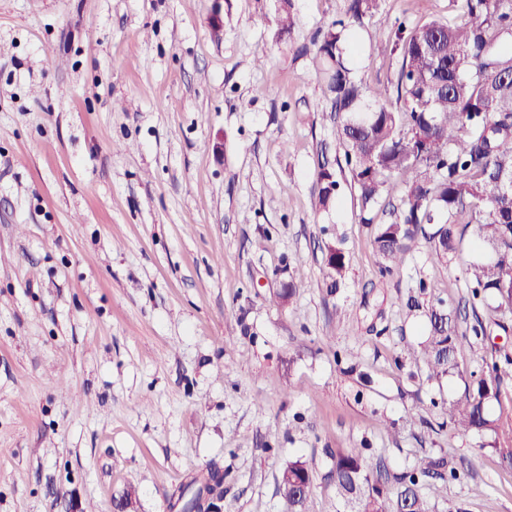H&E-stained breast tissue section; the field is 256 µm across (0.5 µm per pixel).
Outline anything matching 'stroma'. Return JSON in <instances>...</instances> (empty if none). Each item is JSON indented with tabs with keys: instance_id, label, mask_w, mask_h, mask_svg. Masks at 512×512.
Returning a JSON list of instances; mask_svg holds the SVG:
<instances>
[{
	"instance_id": "stroma-1",
	"label": "stroma",
	"mask_w": 512,
	"mask_h": 512,
	"mask_svg": "<svg viewBox=\"0 0 512 512\" xmlns=\"http://www.w3.org/2000/svg\"><path fill=\"white\" fill-rule=\"evenodd\" d=\"M0 0V512H174L217 466L223 512H278L307 462V512H336L331 455L390 471L445 453L436 512H512V470L448 426L464 382L408 356L422 310L467 295L461 259L418 239L386 273L349 180L313 204L336 121L314 43L344 0ZM220 11L224 28L209 17ZM458 19L452 0H379L348 32L357 75L396 83L384 23ZM347 272L329 290L325 245ZM298 286L290 304L271 296ZM467 338L465 372L512 354V314ZM299 481L307 483V491L303 493ZM314 487L313 476L306 461L297 458L288 461L282 468L278 481L280 512H305L307 500Z\"/></svg>"
}]
</instances>
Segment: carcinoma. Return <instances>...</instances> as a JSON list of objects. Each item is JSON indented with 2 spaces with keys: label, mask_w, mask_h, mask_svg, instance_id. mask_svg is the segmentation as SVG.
I'll return each mask as SVG.
<instances>
[{
  "label": "carcinoma",
  "mask_w": 512,
  "mask_h": 512,
  "mask_svg": "<svg viewBox=\"0 0 512 512\" xmlns=\"http://www.w3.org/2000/svg\"><path fill=\"white\" fill-rule=\"evenodd\" d=\"M379 0H346L345 18L323 34L313 56L315 77L341 117L337 162L357 192L360 223H374L375 211L391 195L397 178L409 185L394 218L378 224L373 246L383 270L400 267L411 245L424 237L441 263L457 251L458 225H473L483 261L465 269L473 304L495 303L512 313V0H453L462 21L431 18L420 26L398 24L394 49L401 58L395 90L367 86L347 60L344 31L372 14ZM318 210L334 204L336 173L323 164L317 173ZM329 287L346 271L342 240L328 247ZM429 334L412 350L427 378L440 381L462 374L459 333L453 311L433 306L425 312ZM512 375V356H493L485 373L465 383L461 398L448 403V421L463 433L491 435L490 447L512 470V426L492 414L504 378ZM507 445L500 444V437ZM458 469L439 454L420 458L407 471L381 473L356 450L336 451L328 480L349 512H432L430 497L447 492ZM216 469L195 479L210 495L221 489ZM314 487L302 459L289 461L278 481L280 512H305ZM427 489L425 496L421 489Z\"/></svg>",
  "instance_id": "carcinoma-1"
}]
</instances>
